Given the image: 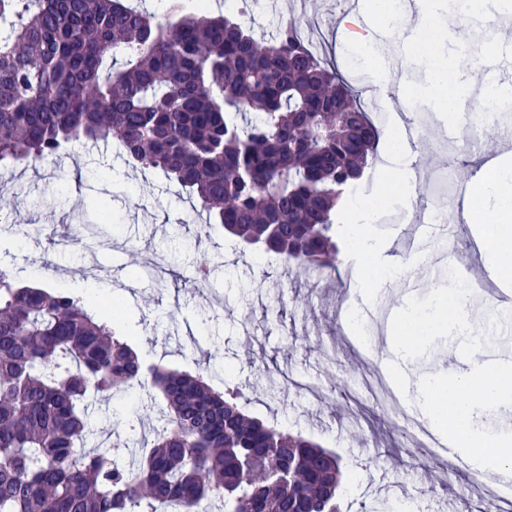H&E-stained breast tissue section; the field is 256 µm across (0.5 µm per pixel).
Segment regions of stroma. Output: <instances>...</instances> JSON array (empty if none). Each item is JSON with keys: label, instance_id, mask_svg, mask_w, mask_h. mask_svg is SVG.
I'll use <instances>...</instances> for the list:
<instances>
[{"label": "stroma", "instance_id": "35a3bbf8", "mask_svg": "<svg viewBox=\"0 0 512 512\" xmlns=\"http://www.w3.org/2000/svg\"><path fill=\"white\" fill-rule=\"evenodd\" d=\"M458 19L456 69L469 67L465 46L472 37L471 13L512 9V0H447ZM241 22L254 36L272 41L286 23L316 32L315 49L337 51L348 62L371 69L357 47L370 21L363 0H254ZM78 178V192L69 181ZM0 196L10 208L0 223V269L17 285L32 283L76 294L95 282L101 299L119 295L126 316L116 327L150 364L198 374L215 389H240L248 414L301 433L341 459L346 512H477L471 480L447 469L442 455L413 447L406 431L408 398L375 391L390 380L388 328L393 309L429 307L432 290L446 282L441 256L474 249L466 224L429 238L423 255L434 277L389 282L367 295L356 287L366 271L338 266L316 280L274 254L245 245L222 225L205 224L200 206L163 174L132 166L109 142L73 143L24 167H0ZM112 220L99 223L98 200ZM80 235L96 233L99 247L62 245L64 226ZM163 256L171 270L161 278L134 277L144 257ZM213 266L207 286L186 284L196 264ZM314 312L305 314L302 299ZM140 388L94 401L90 423L96 434L120 433L145 446L161 416L128 430L131 409L142 408Z\"/></svg>", "mask_w": 512, "mask_h": 512}]
</instances>
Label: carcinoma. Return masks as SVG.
I'll list each match as a JSON object with an SVG mask.
<instances>
[{"label":"carcinoma","instance_id":"carcinoma-1","mask_svg":"<svg viewBox=\"0 0 512 512\" xmlns=\"http://www.w3.org/2000/svg\"><path fill=\"white\" fill-rule=\"evenodd\" d=\"M0 0V164L114 140L209 220L310 277L380 131L295 25L258 40L173 0ZM100 302L0 269V512H343L339 458L250 417L199 375L149 368L166 422L148 448L89 446L91 397L142 385Z\"/></svg>","mask_w":512,"mask_h":512}]
</instances>
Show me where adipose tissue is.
Returning <instances> with one entry per match:
<instances>
[{
  "instance_id": "ef3b65f1",
  "label": "adipose tissue",
  "mask_w": 512,
  "mask_h": 512,
  "mask_svg": "<svg viewBox=\"0 0 512 512\" xmlns=\"http://www.w3.org/2000/svg\"><path fill=\"white\" fill-rule=\"evenodd\" d=\"M374 31L388 42L411 35L410 64L416 84L428 91L441 116H458L488 92L478 75L483 62L507 35L505 25L481 31L470 56L468 73L449 77L433 68L446 58L451 32L444 0H371L368 10ZM386 177L378 182L368 200L348 219L354 248L344 262L366 266L374 286H382L389 272L409 268L407 256L389 254L369 232L367 218L380 210L390 197L407 205L416 198L410 181L418 159L407 133L395 127L383 153ZM462 216L485 255V266L503 286L512 285V152L506 151L482 164L465 196ZM436 309L423 316L412 307L396 309L392 318L394 341L389 347L391 372L399 387L415 384L413 410L424 426L441 440L450 442L465 460L467 478L494 473L512 476V426L504 417L512 415V355L484 347L472 318L470 288L459 284L436 287ZM441 332L459 342L460 364L452 369H413L412 363L427 336ZM455 392L457 402L447 400Z\"/></svg>"
}]
</instances>
